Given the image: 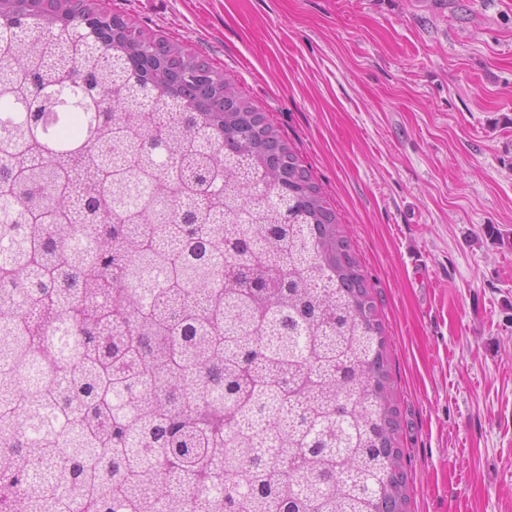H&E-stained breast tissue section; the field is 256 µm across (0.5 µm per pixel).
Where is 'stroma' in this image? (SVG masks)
<instances>
[{
  "label": "stroma",
  "mask_w": 512,
  "mask_h": 512,
  "mask_svg": "<svg viewBox=\"0 0 512 512\" xmlns=\"http://www.w3.org/2000/svg\"><path fill=\"white\" fill-rule=\"evenodd\" d=\"M310 166L377 296L410 512H512V0H112Z\"/></svg>",
  "instance_id": "obj_1"
}]
</instances>
